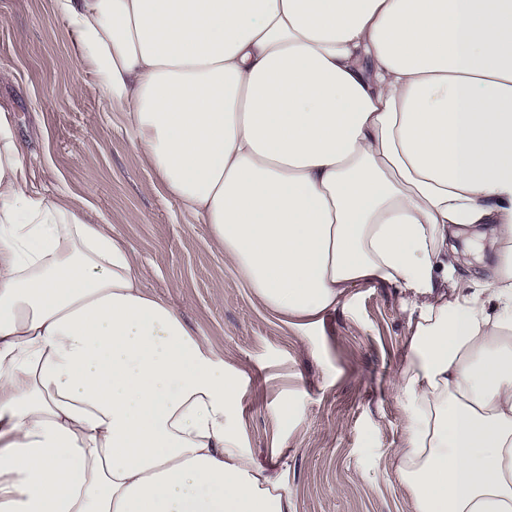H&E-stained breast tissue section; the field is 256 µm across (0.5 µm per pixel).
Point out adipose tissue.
<instances>
[{"instance_id":"1","label":"adipose tissue","mask_w":512,"mask_h":512,"mask_svg":"<svg viewBox=\"0 0 512 512\" xmlns=\"http://www.w3.org/2000/svg\"><path fill=\"white\" fill-rule=\"evenodd\" d=\"M163 190L302 331L396 286L414 512H512V0H53ZM492 225L489 286L458 240ZM237 372L0 113V512H295Z\"/></svg>"}]
</instances>
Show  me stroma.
<instances>
[{"label": "stroma", "instance_id": "35a3bbf8", "mask_svg": "<svg viewBox=\"0 0 512 512\" xmlns=\"http://www.w3.org/2000/svg\"><path fill=\"white\" fill-rule=\"evenodd\" d=\"M0 111L13 118L27 189L96 212L132 248L144 288L239 372L244 445L296 512H413L392 456L409 334L397 288H352L309 332L262 305L208 225L158 189L123 114L73 57L52 0H0Z\"/></svg>", "mask_w": 512, "mask_h": 512}]
</instances>
